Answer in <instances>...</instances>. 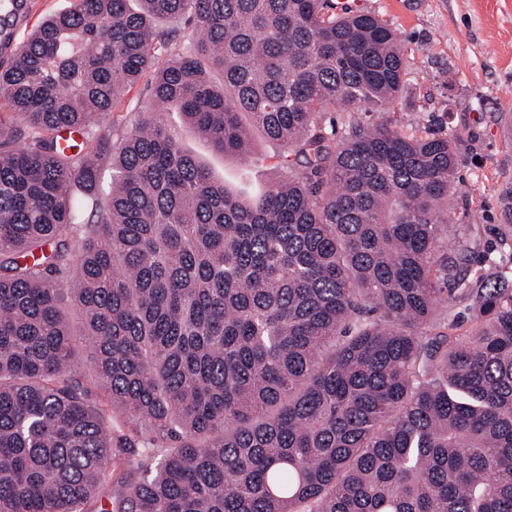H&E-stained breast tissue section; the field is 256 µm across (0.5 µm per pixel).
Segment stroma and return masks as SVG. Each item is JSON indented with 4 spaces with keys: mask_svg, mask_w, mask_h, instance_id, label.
I'll return each instance as SVG.
<instances>
[{
    "mask_svg": "<svg viewBox=\"0 0 512 512\" xmlns=\"http://www.w3.org/2000/svg\"><path fill=\"white\" fill-rule=\"evenodd\" d=\"M336 7L375 12L400 35L406 102L384 117L398 129L452 136L459 178L451 217L458 233L483 231L472 266L512 270V250L494 234L503 222L501 193L512 186V0H336ZM179 137L227 186L255 192L278 172L280 148L263 136L255 138L259 168L213 151L187 127Z\"/></svg>",
    "mask_w": 512,
    "mask_h": 512,
    "instance_id": "35a3bbf8",
    "label": "stroma"
}]
</instances>
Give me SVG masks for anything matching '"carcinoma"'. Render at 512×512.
<instances>
[{"label": "carcinoma", "mask_w": 512, "mask_h": 512, "mask_svg": "<svg viewBox=\"0 0 512 512\" xmlns=\"http://www.w3.org/2000/svg\"><path fill=\"white\" fill-rule=\"evenodd\" d=\"M404 55L332 0H70L0 59V512H512V282L448 246L453 140L356 115ZM169 112L278 177L224 187ZM147 99V91L145 81L143 80L139 85L135 86L125 97L122 102V112H114L102 121L103 126H110L112 121L122 127L126 132L131 131L138 119L140 118V108Z\"/></svg>", "instance_id": "1"}]
</instances>
